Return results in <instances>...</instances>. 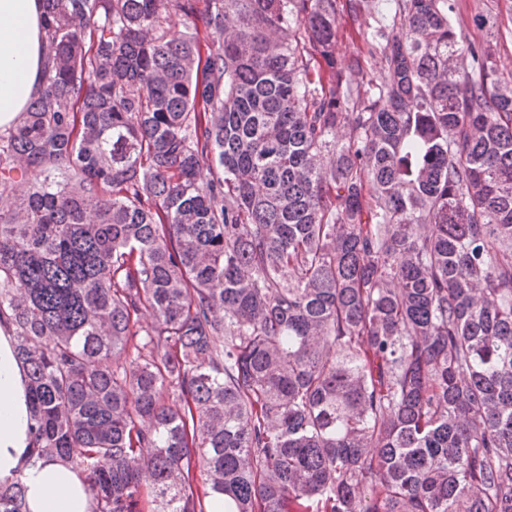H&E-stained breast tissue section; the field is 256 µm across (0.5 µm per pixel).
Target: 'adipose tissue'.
I'll use <instances>...</instances> for the list:
<instances>
[{"label": "adipose tissue", "mask_w": 512, "mask_h": 512, "mask_svg": "<svg viewBox=\"0 0 512 512\" xmlns=\"http://www.w3.org/2000/svg\"><path fill=\"white\" fill-rule=\"evenodd\" d=\"M41 0H0V129L24 112L42 78ZM30 404L14 339L0 327V479L21 477L30 512H93L82 474L28 461Z\"/></svg>", "instance_id": "1"}]
</instances>
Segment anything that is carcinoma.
<instances>
[{
  "instance_id": "carcinoma-1",
  "label": "carcinoma",
  "mask_w": 512,
  "mask_h": 512,
  "mask_svg": "<svg viewBox=\"0 0 512 512\" xmlns=\"http://www.w3.org/2000/svg\"><path fill=\"white\" fill-rule=\"evenodd\" d=\"M42 2L39 89L0 131L29 458L94 512H512L493 45L451 0ZM364 13L374 73L336 56ZM25 493L0 480V512Z\"/></svg>"
}]
</instances>
